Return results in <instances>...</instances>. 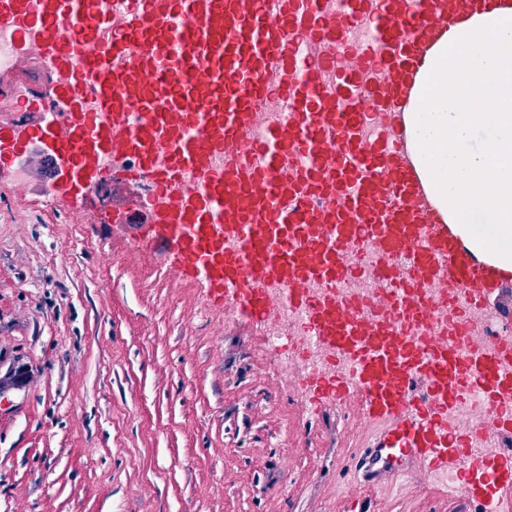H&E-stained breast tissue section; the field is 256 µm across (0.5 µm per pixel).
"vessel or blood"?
<instances>
[{"label": "vessel or blood", "instance_id": "obj_1", "mask_svg": "<svg viewBox=\"0 0 512 512\" xmlns=\"http://www.w3.org/2000/svg\"><path fill=\"white\" fill-rule=\"evenodd\" d=\"M493 0H0L20 63L64 78L62 126L23 102L42 168L71 160L76 192L111 155L148 177L154 251L224 290L244 317L301 311L310 340L345 360L316 375L370 417L399 414L356 468L456 471L483 512L512 501V337L472 346L456 306L512 320V281L441 217L404 125L424 58ZM111 122H104V115ZM379 289L363 310L347 284ZM280 289L279 303L267 295ZM479 396L481 437L447 411Z\"/></svg>", "mask_w": 512, "mask_h": 512}]
</instances>
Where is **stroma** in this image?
I'll use <instances>...</instances> for the list:
<instances>
[{
	"label": "stroma",
	"instance_id": "35a3bbf8",
	"mask_svg": "<svg viewBox=\"0 0 512 512\" xmlns=\"http://www.w3.org/2000/svg\"><path fill=\"white\" fill-rule=\"evenodd\" d=\"M0 165V512H475L417 472L364 485L376 434L280 369L259 323L134 249L138 193L20 199Z\"/></svg>",
	"mask_w": 512,
	"mask_h": 512
}]
</instances>
